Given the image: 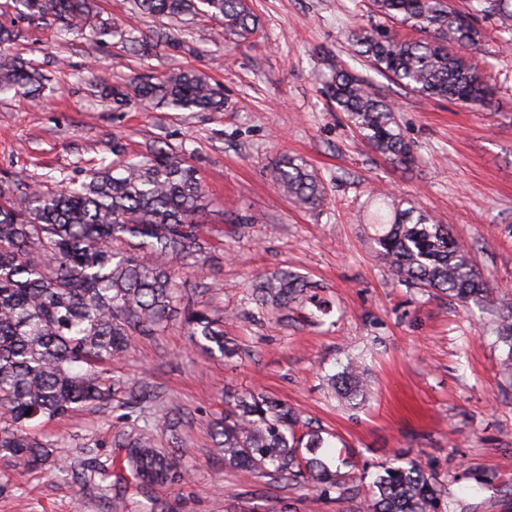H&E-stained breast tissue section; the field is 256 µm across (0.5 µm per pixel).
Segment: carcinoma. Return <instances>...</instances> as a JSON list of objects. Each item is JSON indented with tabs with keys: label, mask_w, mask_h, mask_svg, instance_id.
<instances>
[{
	"label": "carcinoma",
	"mask_w": 512,
	"mask_h": 512,
	"mask_svg": "<svg viewBox=\"0 0 512 512\" xmlns=\"http://www.w3.org/2000/svg\"><path fill=\"white\" fill-rule=\"evenodd\" d=\"M462 11L451 0H369L372 12L390 20L384 27L351 33L357 56L376 73L427 99L484 105L491 87L465 53L480 45L474 22L490 17L512 44V0H475ZM138 10L157 19L189 25L198 16L224 23V34L245 40L258 29L248 0H135ZM16 16L0 22V44L21 37L15 22L51 19L100 43L122 35L118 26L93 13L92 0H14ZM420 34L407 38L401 28ZM105 95L118 106L133 100L171 112H219L224 95L208 75L179 71L142 78ZM45 76L21 59L0 64V95L40 97ZM327 92L340 112L379 155L399 164L414 160L395 110L364 78L336 68ZM272 179L305 208L324 202L319 178L298 158L284 156ZM371 214L377 226L375 252L393 278L408 288L441 293L467 307L474 304L494 318L502 345L500 370L512 379V296L494 288L473 263L452 227L416 205L401 209L389 194H376ZM210 201L196 172L179 153L157 148L139 159H122L56 190H19L0 179V452L32 470L64 472L54 455L55 440L37 429L75 411L108 403L125 381L108 365L125 357L140 336L164 332L173 313L184 310L196 348L231 359L235 345L224 337L223 319L205 306L185 301L186 269L206 263L209 243L201 217ZM315 284L288 270L257 277L252 300L265 311L288 316ZM333 392L349 404L363 403L364 380L352 362L330 376ZM142 389L130 388L121 402L125 416L144 413ZM298 417L288 404L261 391H245L225 402L213 423L224 466L248 482H303L322 495L367 486L365 512H444L442 489L415 460L401 458L381 467L371 484L355 479L347 487L338 472L315 457L323 445L317 434L297 435ZM179 419L164 414L152 424L96 442L124 450L120 471L89 466L85 481L106 495L133 482L150 503L157 485L185 482L187 465L177 431ZM172 432L171 445L157 446L154 431ZM308 449L309 456L298 455Z\"/></svg>",
	"instance_id": "obj_1"
}]
</instances>
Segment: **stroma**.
<instances>
[{"label":"stroma","mask_w":512,"mask_h":512,"mask_svg":"<svg viewBox=\"0 0 512 512\" xmlns=\"http://www.w3.org/2000/svg\"><path fill=\"white\" fill-rule=\"evenodd\" d=\"M260 22L250 39L225 41L218 21L201 18L184 48L157 39L162 24L133 0H95L100 16L149 47L102 44L61 34L49 21L23 26L0 61L23 58L49 81L42 102L0 97V177L53 186L80 181L113 145L125 155L164 147L184 154L212 201L205 220L210 264L185 274L195 301L223 318L237 357H211L191 343L174 313L164 333L139 337L112 363L153 393L157 410L185 421L189 476L153 494L166 512H362V497H323L299 485H252L224 466L211 421L225 392L258 389L288 403L306 427L321 432L324 459L344 478L401 455L439 482L447 512H512V381L499 373L502 351L479 310L445 295L396 283L375 257L368 224L372 191L382 186L449 221L477 268L512 293V47L492 20L469 53L496 92L471 108L424 99L363 65L350 33L381 24L361 0H250ZM372 81L395 108L416 160L398 165L376 154L328 99L333 67ZM192 68L224 91L220 112H171L132 103L115 109L98 78L122 83ZM302 158L323 183L326 201L299 207L273 185L281 155ZM290 269L314 282L311 300L286 322L260 312L248 295L254 275ZM364 368L367 395L351 408L326 378L348 360ZM118 402L53 420L59 460L118 465L121 449L96 446L98 434L130 429ZM0 512H111L82 481L31 470L0 455Z\"/></svg>","instance_id":"obj_1"}]
</instances>
